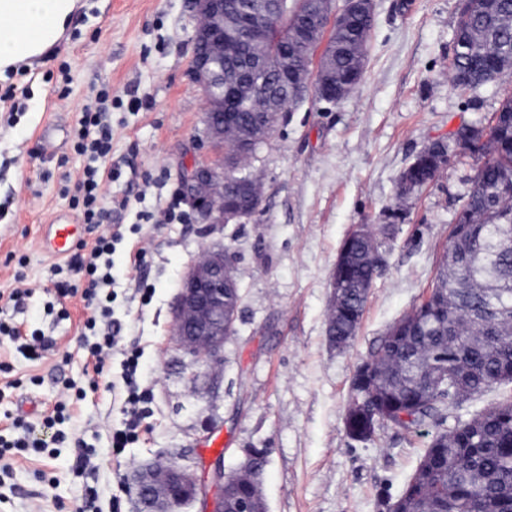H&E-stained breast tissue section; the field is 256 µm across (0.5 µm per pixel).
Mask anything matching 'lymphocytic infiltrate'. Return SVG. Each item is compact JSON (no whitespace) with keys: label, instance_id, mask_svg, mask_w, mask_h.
I'll return each mask as SVG.
<instances>
[{"label":"lymphocytic infiltrate","instance_id":"lymphocytic-infiltrate-1","mask_svg":"<svg viewBox=\"0 0 512 512\" xmlns=\"http://www.w3.org/2000/svg\"><path fill=\"white\" fill-rule=\"evenodd\" d=\"M110 108L107 97H99L96 104L85 106L81 111L76 131L75 149L89 156L91 163L86 166L82 178L76 185V199L73 203L82 223L95 231L93 241H79L67 265L75 272L73 282L60 285L63 294H78L94 314L87 318L85 327L94 331L96 342L87 345L86 350L96 376H104L107 362L114 351H121L123 360L124 398L123 410L127 416L123 428L113 430L111 449L114 457H121L129 444L136 442L141 433L148 431L146 413L143 409L148 399L147 391L137 384L136 374L142 353L136 344L125 345L113 328L110 319V302L113 294L111 256L116 244L122 240L121 225L106 224L108 215L101 207L104 178H116L117 169L101 172L95 162L106 157L112 150V126L108 120Z\"/></svg>","mask_w":512,"mask_h":512}]
</instances>
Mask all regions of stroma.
<instances>
[{
    "label": "stroma",
    "mask_w": 512,
    "mask_h": 512,
    "mask_svg": "<svg viewBox=\"0 0 512 512\" xmlns=\"http://www.w3.org/2000/svg\"><path fill=\"white\" fill-rule=\"evenodd\" d=\"M459 13L460 0H374L360 84L336 103L309 95L283 113L248 161L262 205L242 224H200L181 190L205 142L206 97L189 76L197 20L188 0H78L55 44L0 74V93L28 89L17 105L0 101V295L30 291L1 307L0 321L48 344L34 361L0 343V437L16 435L3 415L19 414L45 445L8 461L0 494L12 512H77L89 486L97 512H136L127 487L139 466L172 460L209 482L255 448L267 452V512H388L435 428L388 425L352 438L351 381L389 326L435 284L469 178L483 162L456 147L457 129L488 122L512 94V69L470 91L454 86ZM104 91L121 173L102 204L109 224L126 229L114 255L112 317L123 342L143 351L139 382L151 424L119 461L110 442L124 418L123 357L114 354L106 380L89 389L79 347L89 311L80 296L56 292L71 274L39 247L43 225L74 211L86 164L74 149L80 109ZM133 98L143 107L132 108ZM437 140L448 145L447 167L398 202L402 172ZM120 200L125 209L112 210ZM171 207L177 219L163 220ZM360 224L372 226L383 265L355 337L339 350L326 333L330 284L341 245ZM137 243L147 249L140 275L154 290L146 305L124 257ZM214 243L237 258L242 300L223 366L203 371L171 341V308L182 275ZM219 435L222 452L206 453ZM83 446L95 468L82 473L75 461Z\"/></svg>",
    "instance_id": "obj_1"
}]
</instances>
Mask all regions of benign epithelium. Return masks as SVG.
I'll list each match as a JSON object with an SVG mask.
<instances>
[{
	"label": "benign epithelium",
	"instance_id": "obj_1",
	"mask_svg": "<svg viewBox=\"0 0 512 512\" xmlns=\"http://www.w3.org/2000/svg\"><path fill=\"white\" fill-rule=\"evenodd\" d=\"M199 18L192 37L190 76L207 98L205 116L208 144L227 138V132L237 131L234 113L240 97V86H259L257 78L270 72L261 55L239 70L236 82L224 84V55L227 42L245 33L261 48H266V34L258 28H247L243 15L283 16L291 20L294 43L304 47L309 55L302 70L289 68L288 45L274 49L278 58L275 72L291 81L300 97L312 94L316 99L334 103L347 96L345 87L336 85L331 70L336 45L330 42L332 29H345L373 15V0H344L336 7L335 0H257L227 7L224 0H190ZM281 106L254 120L241 134L255 145L265 141L273 131ZM492 123L469 124L455 134L461 150H472L489 137ZM428 163L441 170L448 165V146L435 141L416 155L398 183V193L412 194L429 185L411 177V173ZM182 190L201 224H227L248 216L247 187L228 171L219 170L206 162L185 172ZM235 260L232 252L219 243L210 247L183 275L172 308L171 340L189 355L190 362L202 368L219 365L224 360L226 293L233 288ZM360 378L351 383L355 394L349 415H368L366 397L369 370L359 369ZM265 453L254 452L232 475L252 481L251 495L244 497L228 490L224 470L216 471L211 509L204 512H266L258 471ZM137 512H183V507L207 496L196 472L176 462L155 461L140 468L132 479Z\"/></svg>",
	"mask_w": 512,
	"mask_h": 512
}]
</instances>
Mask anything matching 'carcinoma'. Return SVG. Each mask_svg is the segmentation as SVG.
<instances>
[{"mask_svg": "<svg viewBox=\"0 0 512 512\" xmlns=\"http://www.w3.org/2000/svg\"><path fill=\"white\" fill-rule=\"evenodd\" d=\"M274 47L291 40L289 21L264 19ZM339 30L333 71L336 83L351 85L365 56L367 31ZM458 71L482 84L512 68V0L489 7L480 0L459 17ZM496 133L480 146L486 156L470 179L465 230L451 233L469 265L443 262L431 300L395 321L373 356L366 360L370 380L372 424L409 428L427 420L440 427L419 463L392 502L395 512L428 507L435 512H512V399L468 420L443 428L439 404H455L452 387L436 385L439 375L456 377L469 395L498 384L512 365V96L498 108ZM231 174L260 187L251 174L237 173L251 156L234 137L227 139ZM352 267L346 273L348 298L330 310L336 336L350 340L364 309L358 286L369 279L376 255L363 241H353Z\"/></svg>", "mask_w": 512, "mask_h": 512, "instance_id": "carcinoma-1", "label": "carcinoma"}]
</instances>
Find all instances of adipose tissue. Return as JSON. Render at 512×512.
Segmentation results:
<instances>
[{"instance_id": "obj_1", "label": "adipose tissue", "mask_w": 512, "mask_h": 512, "mask_svg": "<svg viewBox=\"0 0 512 512\" xmlns=\"http://www.w3.org/2000/svg\"><path fill=\"white\" fill-rule=\"evenodd\" d=\"M75 0H0V61L39 55L56 41Z\"/></svg>"}]
</instances>
